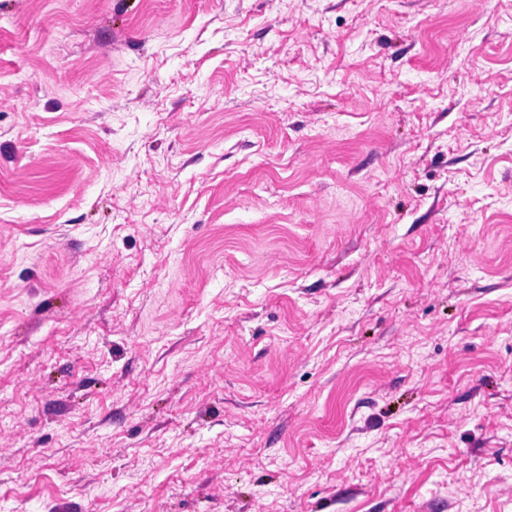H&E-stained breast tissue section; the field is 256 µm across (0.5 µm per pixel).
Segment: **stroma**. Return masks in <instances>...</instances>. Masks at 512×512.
Listing matches in <instances>:
<instances>
[{
	"label": "stroma",
	"instance_id": "35a3bbf8",
	"mask_svg": "<svg viewBox=\"0 0 512 512\" xmlns=\"http://www.w3.org/2000/svg\"><path fill=\"white\" fill-rule=\"evenodd\" d=\"M0 512H512V0H0Z\"/></svg>",
	"mask_w": 512,
	"mask_h": 512
}]
</instances>
